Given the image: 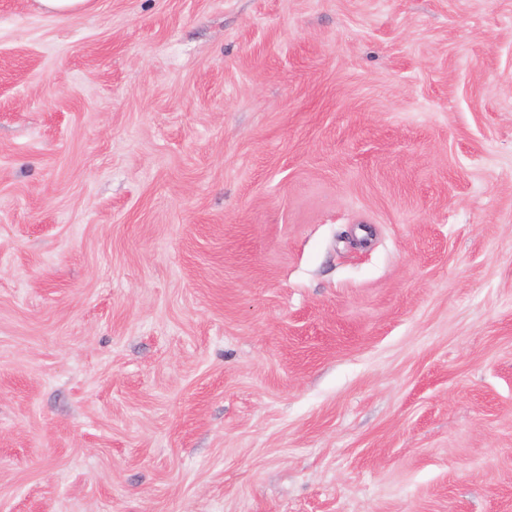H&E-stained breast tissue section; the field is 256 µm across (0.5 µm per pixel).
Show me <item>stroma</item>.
I'll return each mask as SVG.
<instances>
[{"mask_svg": "<svg viewBox=\"0 0 512 512\" xmlns=\"http://www.w3.org/2000/svg\"><path fill=\"white\" fill-rule=\"evenodd\" d=\"M0 512H512V0H0ZM43 12L58 18L85 12L93 7V0H37Z\"/></svg>", "mask_w": 512, "mask_h": 512, "instance_id": "stroma-1", "label": "stroma"}]
</instances>
